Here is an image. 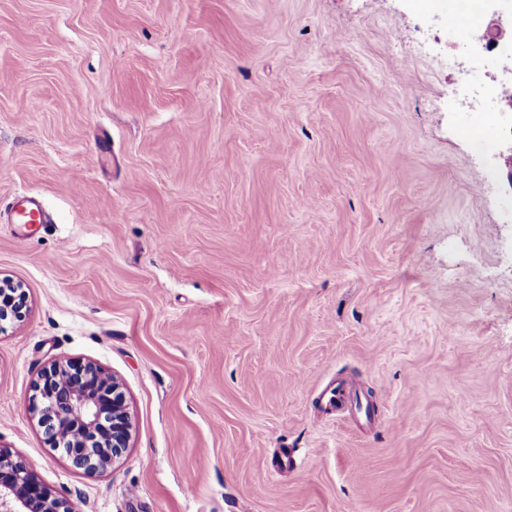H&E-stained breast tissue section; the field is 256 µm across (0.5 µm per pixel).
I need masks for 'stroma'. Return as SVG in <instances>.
Segmentation results:
<instances>
[{
	"label": "stroma",
	"instance_id": "35a3bbf8",
	"mask_svg": "<svg viewBox=\"0 0 512 512\" xmlns=\"http://www.w3.org/2000/svg\"><path fill=\"white\" fill-rule=\"evenodd\" d=\"M429 0H0V446L81 512H512V190ZM126 398L87 474L29 410ZM343 388L347 404L326 407ZM7 219L10 224L28 225L46 223L41 201L29 193H17L9 204ZM29 300L20 284L0 279V332L3 322L14 323L25 317ZM108 404L112 405V428L103 419ZM124 407L119 383L99 366L57 361L40 373L30 412L38 417L53 448L61 449L77 467L97 473L128 448Z\"/></svg>",
	"mask_w": 512,
	"mask_h": 512
}]
</instances>
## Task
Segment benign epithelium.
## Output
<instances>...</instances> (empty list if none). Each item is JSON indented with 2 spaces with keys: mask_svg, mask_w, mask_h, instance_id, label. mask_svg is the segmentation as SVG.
<instances>
[{
  "mask_svg": "<svg viewBox=\"0 0 512 512\" xmlns=\"http://www.w3.org/2000/svg\"><path fill=\"white\" fill-rule=\"evenodd\" d=\"M26 291L0 279V332L3 323L25 317ZM125 395L119 383L92 362L57 361L43 369L30 412L38 418L51 446L79 468L97 473L128 448ZM73 504L37 481L21 458L0 449V512H72Z\"/></svg>",
  "mask_w": 512,
  "mask_h": 512,
  "instance_id": "7a95c632",
  "label": "benign epithelium"
}]
</instances>
